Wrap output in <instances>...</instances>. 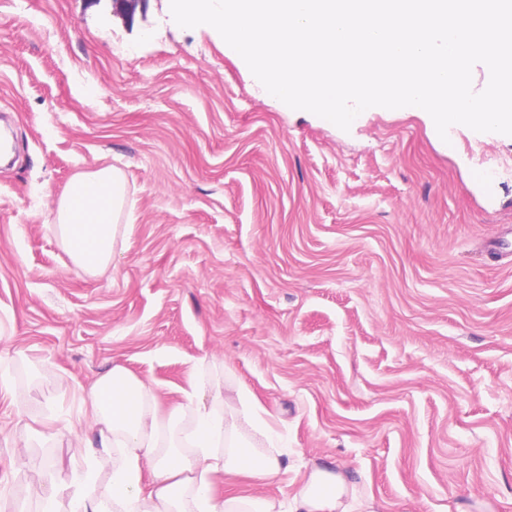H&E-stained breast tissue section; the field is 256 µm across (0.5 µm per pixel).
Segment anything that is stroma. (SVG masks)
<instances>
[{"instance_id": "stroma-1", "label": "stroma", "mask_w": 512, "mask_h": 512, "mask_svg": "<svg viewBox=\"0 0 512 512\" xmlns=\"http://www.w3.org/2000/svg\"><path fill=\"white\" fill-rule=\"evenodd\" d=\"M0 512L70 481L78 394L119 364L181 401L223 361L288 466L384 512H512V136L372 107L341 130L270 96L170 0H0ZM112 165L130 222L111 267L52 222Z\"/></svg>"}]
</instances>
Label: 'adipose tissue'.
Wrapping results in <instances>:
<instances>
[{"label":"adipose tissue","mask_w":512,"mask_h":512,"mask_svg":"<svg viewBox=\"0 0 512 512\" xmlns=\"http://www.w3.org/2000/svg\"><path fill=\"white\" fill-rule=\"evenodd\" d=\"M126 206L118 168L71 179L57 203L54 231L77 266L93 274L110 267ZM212 364L207 356L197 360L184 403L167 411L153 387L123 366L94 382L81 403L96 439L86 442L68 487L34 489L43 512H379L373 496L319 467L287 500L241 493L217 498L218 473L275 483L287 468L271 446L274 429L262 420L258 402L242 388L235 397L224 395L208 373ZM102 457L112 460L104 482L98 479Z\"/></svg>","instance_id":"ef3b65f1"}]
</instances>
